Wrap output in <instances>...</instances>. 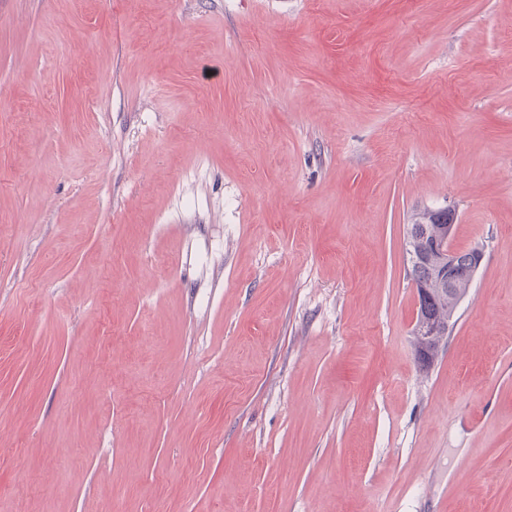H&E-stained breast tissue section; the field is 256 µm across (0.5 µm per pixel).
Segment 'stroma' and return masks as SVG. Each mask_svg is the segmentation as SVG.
<instances>
[{"label": "stroma", "instance_id": "stroma-1", "mask_svg": "<svg viewBox=\"0 0 512 512\" xmlns=\"http://www.w3.org/2000/svg\"><path fill=\"white\" fill-rule=\"evenodd\" d=\"M0 512H512V0H0ZM441 214L435 211H427L422 214L420 220L415 224H409L406 246L409 248L423 234L424 226L437 224L435 231L426 232L419 241V247L415 250L410 249L407 252L408 262L411 266L417 264L422 257L427 255L419 264L411 270V278L420 285L423 294L427 291V297L422 301L419 316L420 319L438 324L434 336L429 337L425 342L431 326L419 324L415 327L413 335L421 341L414 339V353L422 370H428L434 363L436 356L448 339V334L453 326V318L457 307L454 303L455 298L463 297L470 287L475 273L479 269L483 254L480 250L472 253V261L468 268H459L455 261V251L451 247V240L454 233L455 221L453 212L448 209V223L440 224ZM435 252L433 254H429ZM440 254L441 263H440ZM440 264V277L448 281V285L438 281L436 277V268ZM461 278L469 281H460L454 288L452 295L448 294V288H451ZM426 288V289H424ZM452 315V316H451ZM450 316V317H448ZM448 327V330H446Z\"/></svg>", "mask_w": 512, "mask_h": 512}]
</instances>
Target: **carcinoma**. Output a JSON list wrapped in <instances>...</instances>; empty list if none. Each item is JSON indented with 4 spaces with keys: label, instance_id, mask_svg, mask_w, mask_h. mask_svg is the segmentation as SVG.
I'll list each match as a JSON object with an SVG mask.
<instances>
[{
    "label": "carcinoma",
    "instance_id": "cac0c4a2",
    "mask_svg": "<svg viewBox=\"0 0 512 512\" xmlns=\"http://www.w3.org/2000/svg\"><path fill=\"white\" fill-rule=\"evenodd\" d=\"M440 214L427 211L422 214L420 220L410 225L406 246L414 245L415 241L423 234L424 227L429 224H437ZM440 264V256L433 253L427 255L419 264L411 270V278L420 287L427 289V297L422 301L419 316L421 319L438 325L435 335L421 342L414 340V353L421 369L427 370L434 363L436 356L448 339V317L456 313L454 299L464 296L470 287L467 281L457 283L454 293L448 294V285L438 281L436 268Z\"/></svg>",
    "mask_w": 512,
    "mask_h": 512
}]
</instances>
